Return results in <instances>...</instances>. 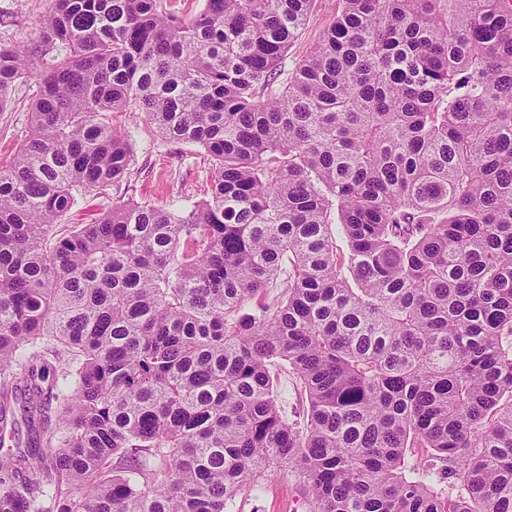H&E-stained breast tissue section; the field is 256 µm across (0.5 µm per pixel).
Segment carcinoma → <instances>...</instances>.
I'll return each mask as SVG.
<instances>
[{
  "instance_id": "cac0c4a2",
  "label": "carcinoma",
  "mask_w": 512,
  "mask_h": 512,
  "mask_svg": "<svg viewBox=\"0 0 512 512\" xmlns=\"http://www.w3.org/2000/svg\"><path fill=\"white\" fill-rule=\"evenodd\" d=\"M314 2L54 0L0 45V110L41 81L0 167V512H235L286 469L310 512H512V0H338L282 83ZM128 111L210 196L59 227ZM279 396L289 419L302 414L304 411V397H302L292 376L282 374L279 385Z\"/></svg>"
}]
</instances>
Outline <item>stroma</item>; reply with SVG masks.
I'll use <instances>...</instances> for the list:
<instances>
[{"instance_id":"stroma-1","label":"stroma","mask_w":512,"mask_h":512,"mask_svg":"<svg viewBox=\"0 0 512 512\" xmlns=\"http://www.w3.org/2000/svg\"><path fill=\"white\" fill-rule=\"evenodd\" d=\"M51 7L52 0H0V42L29 44L39 40ZM337 7V0H316L309 21L288 51L286 71H293L315 47L324 28L335 19ZM39 92L38 78L21 79L10 105L0 110V162L11 160L28 138L30 107ZM112 123L133 146L129 174L121 184L84 194L66 215V223H92L112 205L128 200L178 207L209 196L211 166L203 149L164 138L140 112L115 113ZM240 504L239 512H309L303 486L291 472L265 480L261 487L243 495Z\"/></svg>"}]
</instances>
